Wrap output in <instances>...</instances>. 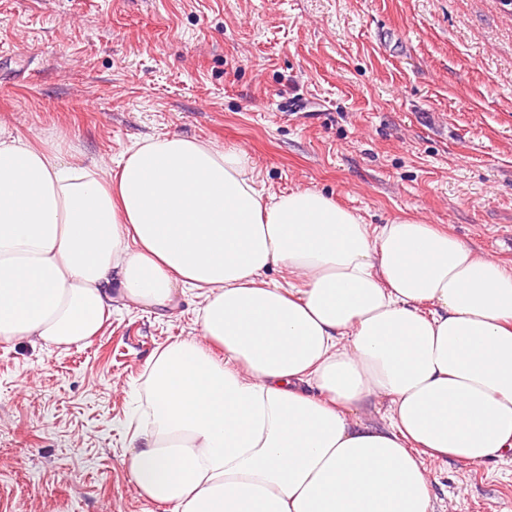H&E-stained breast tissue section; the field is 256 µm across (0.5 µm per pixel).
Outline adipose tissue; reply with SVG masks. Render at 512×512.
Returning a JSON list of instances; mask_svg holds the SVG:
<instances>
[{
	"label": "adipose tissue",
	"mask_w": 512,
	"mask_h": 512,
	"mask_svg": "<svg viewBox=\"0 0 512 512\" xmlns=\"http://www.w3.org/2000/svg\"><path fill=\"white\" fill-rule=\"evenodd\" d=\"M184 288L195 333L147 361L124 459L170 512H436L429 464L512 452V266L266 193L240 149L166 133L111 168L0 125L1 343L78 347Z\"/></svg>",
	"instance_id": "obj_1"
}]
</instances>
